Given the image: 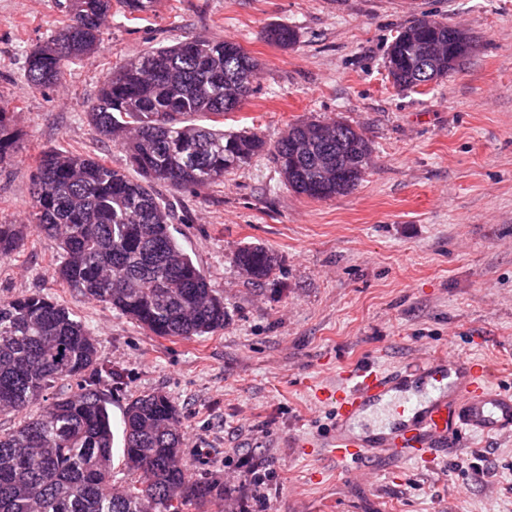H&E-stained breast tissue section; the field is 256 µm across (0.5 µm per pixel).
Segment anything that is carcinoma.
Masks as SVG:
<instances>
[{"mask_svg":"<svg viewBox=\"0 0 512 512\" xmlns=\"http://www.w3.org/2000/svg\"><path fill=\"white\" fill-rule=\"evenodd\" d=\"M125 10L147 14L153 0H120ZM65 23L27 57L32 91L61 83L67 67L94 54L103 42L112 0H66ZM267 43L293 47L298 32L271 25ZM448 41V24L432 19L403 28L391 62L394 83L415 89L448 77V53L417 55L416 43ZM163 63L161 71L144 60ZM259 63L236 42L192 37L131 53L108 72L87 119L100 139L119 145L136 176L105 161L67 150L45 152L33 179L26 222L0 224V259L29 235L58 242L54 275L83 297L134 320L154 336L190 339L224 327V298L173 234L171 204L154 191L201 188L259 154L281 172L295 168L297 195L336 197L320 182L317 158L295 156L303 124L274 141L257 131L226 132L224 116L253 92L247 74ZM14 112L0 100V165L14 162L20 136ZM208 123H197L196 117ZM324 144L368 139L343 121L323 123ZM233 261L252 268L251 283L268 278L278 257L262 245L240 248ZM121 375L98 362L96 340L65 305L39 292L0 300V414L21 416L0 434V512H185L224 499V483L198 477L182 463L180 415L168 396L149 393L128 403L122 420V465L138 478L117 490L112 481L113 430L103 377ZM76 389L52 397L64 380ZM39 406L37 414L28 410Z\"/></svg>","mask_w":512,"mask_h":512,"instance_id":"carcinoma-1","label":"carcinoma"}]
</instances>
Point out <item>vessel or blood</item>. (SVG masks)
Wrapping results in <instances>:
<instances>
[{
  "label": "vessel or blood",
  "instance_id": "1",
  "mask_svg": "<svg viewBox=\"0 0 512 512\" xmlns=\"http://www.w3.org/2000/svg\"><path fill=\"white\" fill-rule=\"evenodd\" d=\"M316 398L333 406L328 435L299 440L337 462L367 467L389 459L402 464L448 455L455 433L483 438L512 436V392L493 382L489 361L466 354L425 356L390 369L374 364L345 369L336 387ZM390 406L386 431L369 434L359 422L369 411Z\"/></svg>",
  "mask_w": 512,
  "mask_h": 512
}]
</instances>
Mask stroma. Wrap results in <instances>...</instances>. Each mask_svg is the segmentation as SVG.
<instances>
[{"mask_svg":"<svg viewBox=\"0 0 512 512\" xmlns=\"http://www.w3.org/2000/svg\"><path fill=\"white\" fill-rule=\"evenodd\" d=\"M65 3L0 0V100L22 133L17 160L0 167L1 224L24 219L45 151L125 166L85 109L128 54L186 37L236 42L259 62L254 94L225 129L274 140L297 122L343 120L372 145L363 180L329 200L293 193L264 155L202 189L158 187L176 237L224 298V327L208 336L151 335L63 287L51 237L29 236L0 260V299H57L95 337L100 362L126 372L124 384L102 386L114 454L128 402L161 391L181 413L184 463L224 483L223 502L203 512L243 501L250 512H512V438H473L426 463L382 460L365 484L295 445L332 422L316 390L357 363L466 353L512 389V0H155L136 21L116 5L94 58L29 90L27 57L59 30ZM426 15L465 27L476 49L448 78L403 91L387 53ZM271 24L294 28L297 45L264 42ZM249 244L278 257L259 287L233 262ZM254 465L266 474L258 490Z\"/></svg>","mask_w":512,"mask_h":512,"instance_id":"stroma-1","label":"stroma"}]
</instances>
